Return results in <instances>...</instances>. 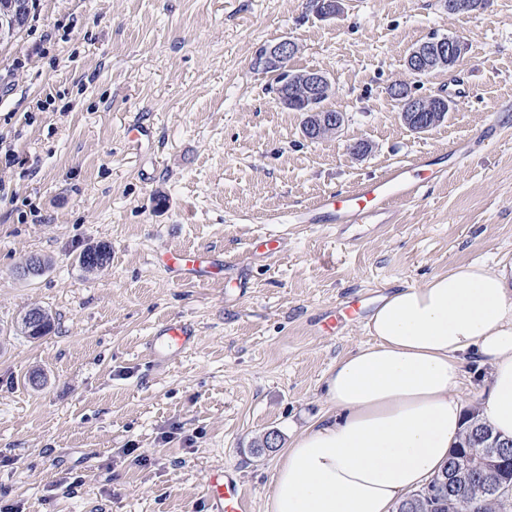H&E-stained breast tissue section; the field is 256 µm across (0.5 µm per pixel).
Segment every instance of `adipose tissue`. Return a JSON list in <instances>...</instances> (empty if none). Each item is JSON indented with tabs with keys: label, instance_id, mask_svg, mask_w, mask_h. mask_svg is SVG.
Here are the masks:
<instances>
[{
	"label": "adipose tissue",
	"instance_id": "ef3b65f1",
	"mask_svg": "<svg viewBox=\"0 0 512 512\" xmlns=\"http://www.w3.org/2000/svg\"><path fill=\"white\" fill-rule=\"evenodd\" d=\"M371 345L326 379L336 410L304 428L277 466L267 512H395L458 444L460 364L488 367L482 417L512 438V269L459 264L384 296Z\"/></svg>",
	"mask_w": 512,
	"mask_h": 512
}]
</instances>
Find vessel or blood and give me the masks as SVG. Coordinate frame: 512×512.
I'll return each instance as SVG.
<instances>
[{
    "label": "vessel or blood",
    "mask_w": 512,
    "mask_h": 512,
    "mask_svg": "<svg viewBox=\"0 0 512 512\" xmlns=\"http://www.w3.org/2000/svg\"><path fill=\"white\" fill-rule=\"evenodd\" d=\"M447 172L441 157L421 153L409 162L357 183L346 192H327L296 216L300 224H392L398 205H414L427 194L429 181ZM155 263L177 280L198 286L223 281L224 262L215 255L195 251H168L156 255ZM193 322L172 318L154 328L146 346L153 365H165L197 341ZM210 499L215 512H248L243 485L232 473L214 477Z\"/></svg>",
    "instance_id": "vessel-or-blood-1"
}]
</instances>
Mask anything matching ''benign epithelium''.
<instances>
[{"label": "benign epithelium", "instance_id": "7a95c632", "mask_svg": "<svg viewBox=\"0 0 512 512\" xmlns=\"http://www.w3.org/2000/svg\"><path fill=\"white\" fill-rule=\"evenodd\" d=\"M25 11L24 0H11L0 7V41L8 40L21 24ZM433 48L417 45L406 58V67L414 76L427 74L437 67L456 66L463 54V41L457 36H444L432 40ZM299 52V46L291 39H283L268 45L256 53L259 63L268 70L287 74L284 83L273 91L279 104L296 99L312 102L320 97L335 95L331 79L321 72H290V63ZM394 91L407 103L402 113L404 123L416 131H424L439 123L445 114L439 111L435 98L413 95L403 82L393 83ZM305 133L308 137H324L336 134L344 124L343 113L315 108L306 110ZM511 438H502L492 432L489 424L480 427L478 439L473 444L458 449L448 463V496L454 497L468 483L470 477L479 474L484 480L487 497L467 504L469 512H485L489 503L499 502V495L512 489Z\"/></svg>", "mask_w": 512, "mask_h": 512}]
</instances>
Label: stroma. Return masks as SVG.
Instances as JSON below:
<instances>
[{"instance_id":"obj_1","label":"stroma","mask_w":512,"mask_h":512,"mask_svg":"<svg viewBox=\"0 0 512 512\" xmlns=\"http://www.w3.org/2000/svg\"><path fill=\"white\" fill-rule=\"evenodd\" d=\"M30 2L0 45V134L20 159L0 164V512H213L207 485L226 469L250 512H266L282 452L329 410L328 370L373 341L361 320L323 337L322 314L512 260V129L477 141L512 105V0L470 15L442 0H341L328 20L310 0ZM435 35L462 39L458 66L409 77V50ZM286 38L300 47L293 70L331 78L335 135L308 139L304 114L252 70L259 47ZM404 79L451 99L443 123H404L388 93ZM140 119L154 136L138 159L125 135ZM459 143L468 160L396 223L285 221ZM265 234L277 253L254 246ZM99 244L108 263L84 270L80 254ZM180 250L233 268L220 286L178 283L152 257ZM33 256L47 268L21 277ZM38 307L54 325L32 339L20 323ZM170 317L192 321L197 343L149 366L146 339ZM497 112L499 113L496 114V118L483 129L480 136L481 141L485 144H492L497 141L502 130L511 125L509 106H503Z\"/></svg>"}]
</instances>
